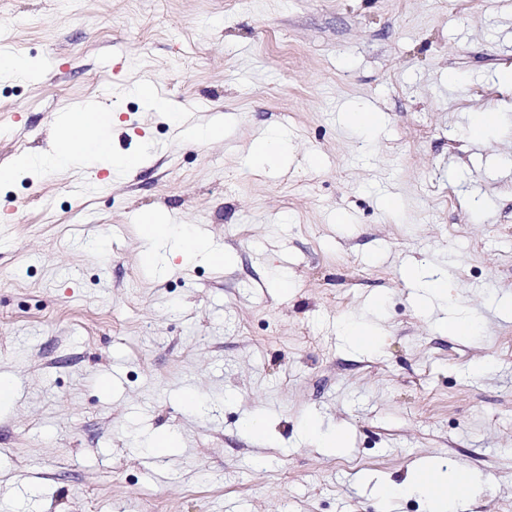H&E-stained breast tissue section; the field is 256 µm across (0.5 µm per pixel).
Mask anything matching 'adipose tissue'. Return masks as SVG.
I'll return each instance as SVG.
<instances>
[{"instance_id":"obj_1","label":"adipose tissue","mask_w":512,"mask_h":512,"mask_svg":"<svg viewBox=\"0 0 512 512\" xmlns=\"http://www.w3.org/2000/svg\"><path fill=\"white\" fill-rule=\"evenodd\" d=\"M105 104L94 110L72 107L56 115L59 131L58 145L50 152L24 153L13 164L0 169V180H9L19 174L35 175L52 169H76L94 162L110 170H126L144 165L139 154L116 155L112 152V134L105 131L102 119L107 115ZM143 235L149 243L145 253L148 263L156 265L165 254L187 257L205 256L210 263L223 265V252L211 249L208 241L197 235L187 224H164L155 220L143 226ZM469 472L464 467L444 471L435 468L430 460H422L403 482L380 480L375 491L382 502H390L408 494L425 496L433 504L432 512H453L459 493L471 490Z\"/></svg>"}]
</instances>
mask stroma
I'll return each instance as SVG.
<instances>
[{
	"mask_svg": "<svg viewBox=\"0 0 512 512\" xmlns=\"http://www.w3.org/2000/svg\"><path fill=\"white\" fill-rule=\"evenodd\" d=\"M3 47L37 74L0 83V167L88 101L149 159L0 181V512H384L372 479L423 458L512 512V0H0ZM143 81L222 139H183ZM270 126L289 158L259 170ZM148 216L224 265L145 264ZM414 265L470 335L420 310ZM161 430L180 448H150ZM134 93L154 111L156 112H166L168 119L170 117V121L173 124H177L178 126L182 125V121L178 122V114L172 113L170 109V105L167 100L159 97V95L155 92V89L150 82H141L137 84L134 88ZM411 276L417 282L418 288H422L423 291L429 295L426 301L427 310L435 299L446 296L448 283L445 277L437 275L424 276L420 273L419 269H413ZM304 432L307 437L317 442L320 448H346V435L343 431L337 430L333 433H325L316 419L304 423Z\"/></svg>",
	"mask_w": 512,
	"mask_h": 512,
	"instance_id": "obj_1",
	"label": "stroma"
}]
</instances>
